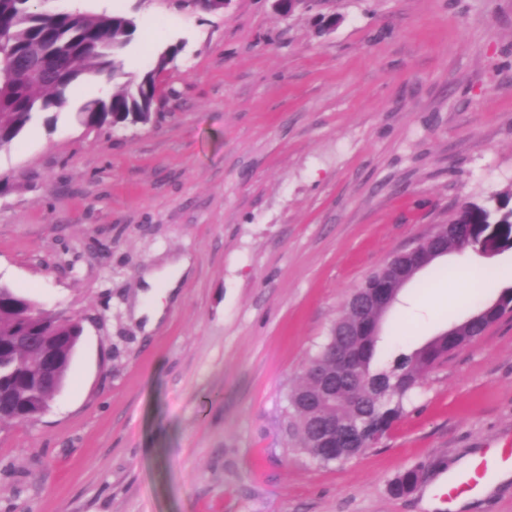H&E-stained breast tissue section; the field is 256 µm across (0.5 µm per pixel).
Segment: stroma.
<instances>
[{"label":"stroma","mask_w":512,"mask_h":512,"mask_svg":"<svg viewBox=\"0 0 512 512\" xmlns=\"http://www.w3.org/2000/svg\"><path fill=\"white\" fill-rule=\"evenodd\" d=\"M46 7L132 15L133 72L183 50L148 124L82 125L111 94L86 80L0 152V284L83 326L47 409L0 424V512H427L449 471L512 448V315L428 372L358 457L315 462L288 405L368 274L456 204L512 191V0ZM181 256L179 299L145 331L141 273ZM510 285L512 249L440 257L404 292L459 302L390 307L375 369ZM414 467L416 490L393 495Z\"/></svg>","instance_id":"obj_1"}]
</instances>
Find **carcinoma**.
Listing matches in <instances>:
<instances>
[{"mask_svg":"<svg viewBox=\"0 0 512 512\" xmlns=\"http://www.w3.org/2000/svg\"><path fill=\"white\" fill-rule=\"evenodd\" d=\"M137 29L134 18L123 12L90 15L80 11L46 12L40 0H0V36L5 39L0 56V151L10 148L39 116L68 103L73 82L103 74L124 78L121 89L105 99L86 102L78 112L81 124L90 128H115L128 123L147 124L157 111L158 76L174 63L177 49L165 48L157 54L152 68L124 71L125 50ZM450 223L480 237L490 224L512 225V192L491 196L481 203L463 201L450 217ZM505 306L486 311L483 320L460 324L457 335L438 336L410 354L398 355L387 373L389 396L378 395L373 381L381 374L372 363L378 336L361 337L362 377L351 380L346 390L353 399L319 397L317 382L305 373L302 382L289 394L295 427L304 449L315 446L309 427L312 412L334 413L347 425L363 422L367 432L351 448H340L327 462L352 458L376 445L404 413V404L424 375L445 355L468 343L488 325L499 320L512 304V286L503 289ZM80 336L83 327L75 318H63L40 304L0 284V385L11 391L12 402L0 411V422L25 421L35 414L48 394L30 373L31 352L17 348L13 336ZM335 337L330 335L309 358L308 366L336 368L330 358Z\"/></svg>","mask_w":512,"mask_h":512,"instance_id":"1","label":"carcinoma"}]
</instances>
